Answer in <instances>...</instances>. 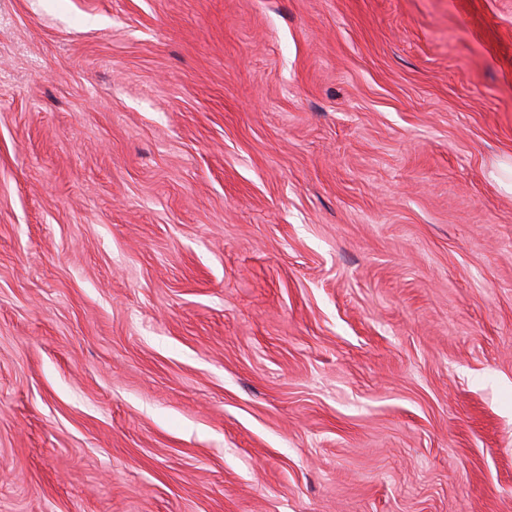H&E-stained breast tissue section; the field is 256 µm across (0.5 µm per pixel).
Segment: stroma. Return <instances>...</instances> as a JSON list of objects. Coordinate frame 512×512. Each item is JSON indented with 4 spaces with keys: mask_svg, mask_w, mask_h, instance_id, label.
I'll return each instance as SVG.
<instances>
[{
    "mask_svg": "<svg viewBox=\"0 0 512 512\" xmlns=\"http://www.w3.org/2000/svg\"><path fill=\"white\" fill-rule=\"evenodd\" d=\"M512 0H0V512H512Z\"/></svg>",
    "mask_w": 512,
    "mask_h": 512,
    "instance_id": "stroma-1",
    "label": "stroma"
}]
</instances>
